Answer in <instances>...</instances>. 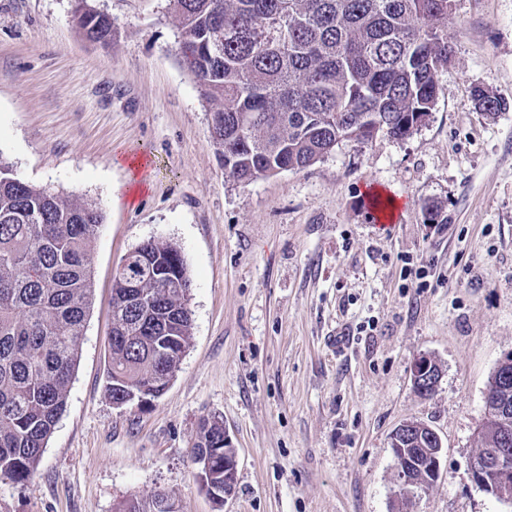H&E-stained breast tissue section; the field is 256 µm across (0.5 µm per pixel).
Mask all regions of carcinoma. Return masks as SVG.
Masks as SVG:
<instances>
[{
  "instance_id": "carcinoma-1",
  "label": "carcinoma",
  "mask_w": 512,
  "mask_h": 512,
  "mask_svg": "<svg viewBox=\"0 0 512 512\" xmlns=\"http://www.w3.org/2000/svg\"><path fill=\"white\" fill-rule=\"evenodd\" d=\"M77 28L112 45V17L94 0H73ZM176 51L209 104L211 133L224 172L253 182L301 170L340 143L396 139L416 131L409 118L429 113L437 72L451 61L453 0H169ZM478 110L512 105L482 89ZM103 215L78 195L20 179L0 162V479L36 471L64 413L93 303L92 244ZM110 300L112 328L105 392L114 403L132 393L161 396L190 344L192 282L180 248L150 239L119 262ZM508 413L485 414L487 448H512ZM399 439L419 464L426 430ZM193 457L213 459L207 493L224 503V422L199 421ZM171 496L156 491L118 512H156Z\"/></svg>"
}]
</instances>
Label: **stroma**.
Listing matches in <instances>:
<instances>
[{"label": "stroma", "instance_id": "35a3bbf8", "mask_svg": "<svg viewBox=\"0 0 512 512\" xmlns=\"http://www.w3.org/2000/svg\"><path fill=\"white\" fill-rule=\"evenodd\" d=\"M95 4L111 46L78 32L73 0H0V161L104 214L67 408L27 482L0 480V512H115L157 490L182 512H398L391 442L410 421L438 433L442 460L409 512H512L466 474L512 352V110L485 115L472 96L512 101V0H453L454 56L411 136L344 142L250 184L224 174L169 0ZM373 185L396 224L372 221ZM151 238L182 250L193 337L162 396L118 408L112 273ZM422 356L440 370L427 396ZM210 415L238 461L220 508L191 456ZM510 383H512V353L506 354L496 367V380L488 387L485 395L487 411L501 405L500 397L508 392Z\"/></svg>", "mask_w": 512, "mask_h": 512}]
</instances>
